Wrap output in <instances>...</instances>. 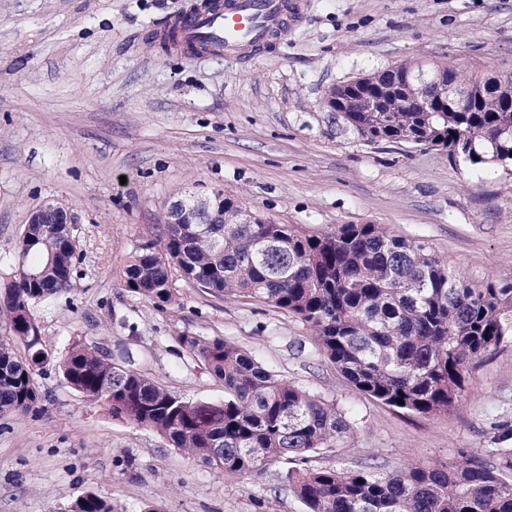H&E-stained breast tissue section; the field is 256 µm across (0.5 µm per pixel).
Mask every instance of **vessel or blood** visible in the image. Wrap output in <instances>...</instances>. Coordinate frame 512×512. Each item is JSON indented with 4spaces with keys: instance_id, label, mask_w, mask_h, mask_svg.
<instances>
[{
    "instance_id": "obj_1",
    "label": "vessel or blood",
    "mask_w": 512,
    "mask_h": 512,
    "mask_svg": "<svg viewBox=\"0 0 512 512\" xmlns=\"http://www.w3.org/2000/svg\"><path fill=\"white\" fill-rule=\"evenodd\" d=\"M308 7V0H194L170 18L160 39L173 52L189 48L199 56L245 62L272 49Z\"/></svg>"
}]
</instances>
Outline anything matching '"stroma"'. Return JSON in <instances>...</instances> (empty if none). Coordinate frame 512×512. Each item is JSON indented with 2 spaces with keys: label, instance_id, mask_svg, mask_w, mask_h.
<instances>
[{
  "label": "stroma",
  "instance_id": "obj_1",
  "mask_svg": "<svg viewBox=\"0 0 512 512\" xmlns=\"http://www.w3.org/2000/svg\"><path fill=\"white\" fill-rule=\"evenodd\" d=\"M190 2L0 0V282L30 211L48 200L77 215L81 257L75 289L32 308L45 399L0 415V512H69L90 490L116 512H304L288 490L267 493L288 461L229 478L86 401L58 366L76 342L130 353L136 371L191 402L222 401L224 388L179 336L234 342L346 413L349 438L316 454L318 466L374 456L395 471L512 448V343L469 366L455 409L420 417L358 391L272 305L185 288L163 311L123 280L140 230L163 223L171 197L221 189L310 233L383 224L470 285L512 282V170L365 142L323 105L333 87L405 63L512 71V0H312L275 48L241 64L151 40Z\"/></svg>",
  "mask_w": 512,
  "mask_h": 512
}]
</instances>
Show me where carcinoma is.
<instances>
[{
	"mask_svg": "<svg viewBox=\"0 0 512 512\" xmlns=\"http://www.w3.org/2000/svg\"><path fill=\"white\" fill-rule=\"evenodd\" d=\"M431 70L472 90L462 112H423L442 88L414 82L386 96L380 112L357 103L342 119L369 143L424 142L472 169L512 166V72L467 77L447 65ZM244 209L224 195L210 224H148L124 271L126 288L162 310L177 304L180 285L268 303L301 320L315 343L361 392L386 406L427 417L451 411L466 388L467 367L512 339V283L473 287L427 247L384 224H343L310 235L271 217L227 224ZM79 255L63 224H30L17 245L13 279L0 287V414L27 412L42 401L35 368L45 352L31 306L75 288ZM224 385L221 402H190L144 374L73 344L59 364L67 384L112 417L158 432L167 444L227 476H245L288 459L285 476L305 512H512V481L476 455L453 463L387 472L369 459L337 469L309 465L351 427L336 408L266 368L220 336L178 337ZM27 346L29 357L16 356ZM70 512H114L87 492Z\"/></svg>",
	"mask_w": 512,
	"mask_h": 512,
	"instance_id": "carcinoma-1",
	"label": "carcinoma"
}]
</instances>
